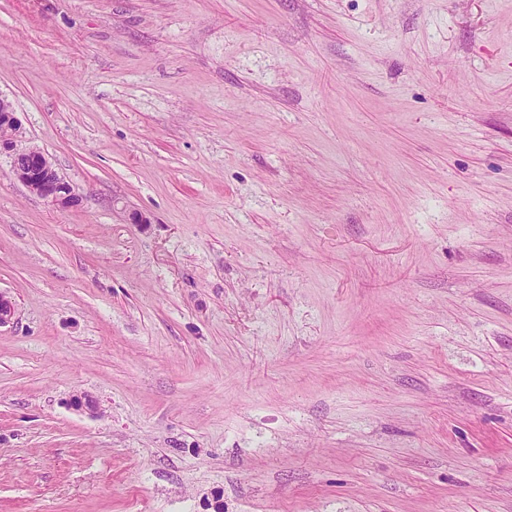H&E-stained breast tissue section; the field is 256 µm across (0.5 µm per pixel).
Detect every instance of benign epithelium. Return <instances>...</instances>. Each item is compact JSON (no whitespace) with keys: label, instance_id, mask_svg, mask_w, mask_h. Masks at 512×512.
Instances as JSON below:
<instances>
[{"label":"benign epithelium","instance_id":"7a95c632","mask_svg":"<svg viewBox=\"0 0 512 512\" xmlns=\"http://www.w3.org/2000/svg\"><path fill=\"white\" fill-rule=\"evenodd\" d=\"M0 116L10 130L7 137H0V153L11 159L15 177L33 193L45 198L61 209L75 208L81 198L72 185L56 170L50 158L35 146L20 147L22 127L8 100L0 97Z\"/></svg>","mask_w":512,"mask_h":512}]
</instances>
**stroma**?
Masks as SVG:
<instances>
[{"instance_id":"obj_1","label":"stroma","mask_w":512,"mask_h":512,"mask_svg":"<svg viewBox=\"0 0 512 512\" xmlns=\"http://www.w3.org/2000/svg\"><path fill=\"white\" fill-rule=\"evenodd\" d=\"M0 97V512H512V0H0ZM2 113V114H1ZM10 130L7 137H0V153L11 159L15 177L33 193L45 198L61 209L75 208L81 198L72 185L56 170L50 158L35 146L19 147L22 127L14 108L7 99L0 97V122Z\"/></svg>"}]
</instances>
